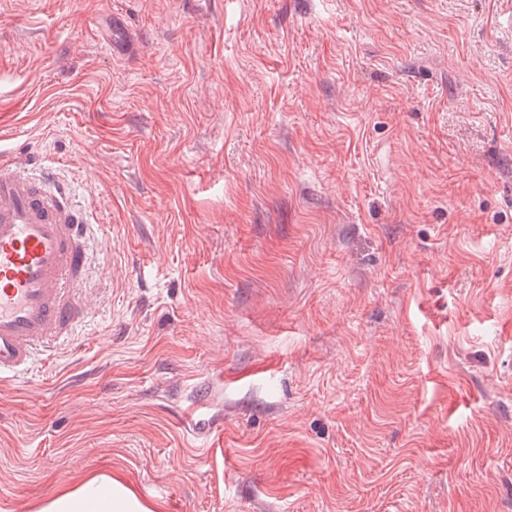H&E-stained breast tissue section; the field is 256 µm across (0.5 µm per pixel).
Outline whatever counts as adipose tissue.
<instances>
[{
    "instance_id": "obj_1",
    "label": "adipose tissue",
    "mask_w": 512,
    "mask_h": 512,
    "mask_svg": "<svg viewBox=\"0 0 512 512\" xmlns=\"http://www.w3.org/2000/svg\"><path fill=\"white\" fill-rule=\"evenodd\" d=\"M35 512H163V508L142 499L121 473L109 472L60 485Z\"/></svg>"
}]
</instances>
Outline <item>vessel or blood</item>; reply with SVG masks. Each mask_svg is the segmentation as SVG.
I'll return each instance as SVG.
<instances>
[{"label": "vessel or blood", "instance_id": "b4317fda", "mask_svg": "<svg viewBox=\"0 0 512 512\" xmlns=\"http://www.w3.org/2000/svg\"><path fill=\"white\" fill-rule=\"evenodd\" d=\"M131 43L120 16L107 42ZM87 211L49 172L0 155V376L26 371L38 348L72 335L87 315L74 295L89 264Z\"/></svg>", "mask_w": 512, "mask_h": 512}]
</instances>
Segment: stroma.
Masks as SVG:
<instances>
[{
	"instance_id": "stroma-1",
	"label": "stroma",
	"mask_w": 512,
	"mask_h": 512,
	"mask_svg": "<svg viewBox=\"0 0 512 512\" xmlns=\"http://www.w3.org/2000/svg\"><path fill=\"white\" fill-rule=\"evenodd\" d=\"M0 144L93 247L0 382V512L111 469L165 512H512L502 0H0ZM131 43L128 30L119 15L112 17V35L106 42L107 47L112 51L113 55L124 56L127 54Z\"/></svg>"
}]
</instances>
